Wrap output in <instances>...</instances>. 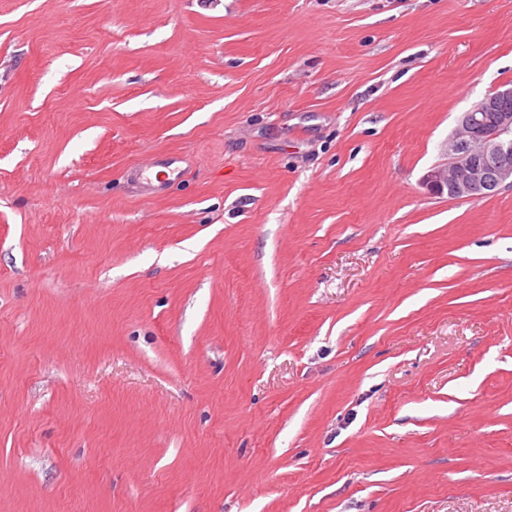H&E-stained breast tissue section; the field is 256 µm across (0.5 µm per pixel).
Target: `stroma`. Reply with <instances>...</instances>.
I'll return each mask as SVG.
<instances>
[{
    "instance_id": "35a3bbf8",
    "label": "stroma",
    "mask_w": 512,
    "mask_h": 512,
    "mask_svg": "<svg viewBox=\"0 0 512 512\" xmlns=\"http://www.w3.org/2000/svg\"><path fill=\"white\" fill-rule=\"evenodd\" d=\"M510 86L512 0H0V512H512V188L421 184ZM182 162V159L178 155H170L164 159H158L154 157L153 159L144 162V163H138L132 166H129L124 173V176L126 178V181L128 183H131L136 189L140 184H145L149 188L140 186V188H143L141 190L140 195L144 198H150L156 195L167 193L170 190V180L167 177L165 179L160 178L158 181V184H153L152 180L150 179L152 176V167L157 165H164L167 168L170 169V167L174 166L177 163ZM171 175L175 174V177H177L181 170L178 166H175L174 168L170 169Z\"/></svg>"
}]
</instances>
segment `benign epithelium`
Returning <instances> with one entry per match:
<instances>
[{"label":"benign epithelium","instance_id":"7a95c632","mask_svg":"<svg viewBox=\"0 0 512 512\" xmlns=\"http://www.w3.org/2000/svg\"><path fill=\"white\" fill-rule=\"evenodd\" d=\"M512 87L497 90L462 113L448 138V162L430 169L422 179L431 194L459 199L487 197L512 187ZM494 122H486L487 113Z\"/></svg>","mask_w":512,"mask_h":512}]
</instances>
